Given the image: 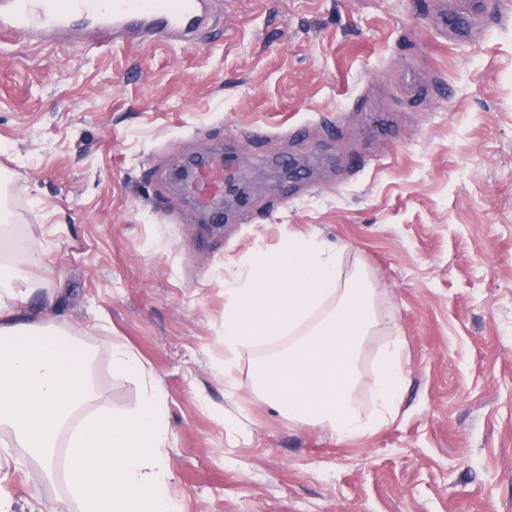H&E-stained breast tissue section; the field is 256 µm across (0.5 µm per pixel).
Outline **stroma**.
Returning <instances> with one entry per match:
<instances>
[{
  "label": "stroma",
  "instance_id": "obj_1",
  "mask_svg": "<svg viewBox=\"0 0 512 512\" xmlns=\"http://www.w3.org/2000/svg\"><path fill=\"white\" fill-rule=\"evenodd\" d=\"M214 0L186 40L91 25L0 41V260L76 337L114 412L162 391L178 512H512V0ZM226 153L246 201L209 229L175 175ZM311 240L378 288L356 408L401 338L393 421L347 442L252 389L281 342L224 357V290ZM130 348L144 377L112 370ZM15 512H80L0 432Z\"/></svg>",
  "mask_w": 512,
  "mask_h": 512
}]
</instances>
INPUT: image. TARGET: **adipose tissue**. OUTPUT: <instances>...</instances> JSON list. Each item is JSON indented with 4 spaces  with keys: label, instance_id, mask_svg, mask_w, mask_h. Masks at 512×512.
I'll return each instance as SVG.
<instances>
[{
    "label": "adipose tissue",
    "instance_id": "1",
    "mask_svg": "<svg viewBox=\"0 0 512 512\" xmlns=\"http://www.w3.org/2000/svg\"><path fill=\"white\" fill-rule=\"evenodd\" d=\"M34 289L17 267L0 263V314L8 318L0 325V428L50 469L56 438L69 430L64 478L82 512H176L159 389L145 390L134 411L114 413L92 393L86 355L72 338L17 318L18 301Z\"/></svg>",
    "mask_w": 512,
    "mask_h": 512
}]
</instances>
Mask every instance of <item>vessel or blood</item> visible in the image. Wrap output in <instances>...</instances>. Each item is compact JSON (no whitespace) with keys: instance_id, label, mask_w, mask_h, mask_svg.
<instances>
[{"instance_id":"1","label":"vessel or blood","mask_w":512,"mask_h":512,"mask_svg":"<svg viewBox=\"0 0 512 512\" xmlns=\"http://www.w3.org/2000/svg\"><path fill=\"white\" fill-rule=\"evenodd\" d=\"M211 0H0V35L33 40L47 31L62 30L77 16L93 17L99 26L124 39L143 32L190 34L208 14ZM224 163L212 160L194 180L195 199L208 205L224 190Z\"/></svg>"}]
</instances>
